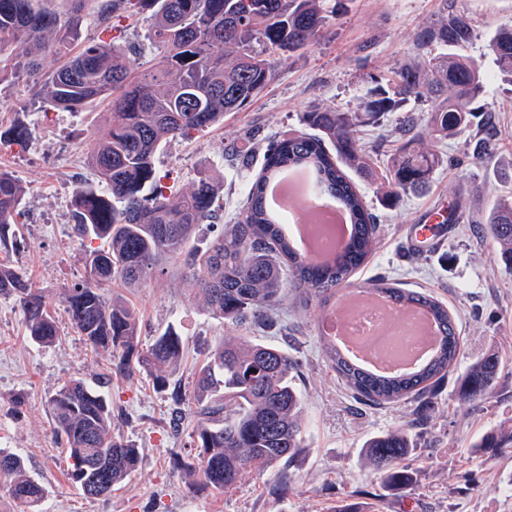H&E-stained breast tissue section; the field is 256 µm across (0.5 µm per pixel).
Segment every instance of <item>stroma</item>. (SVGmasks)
I'll return each instance as SVG.
<instances>
[{
    "label": "stroma",
    "instance_id": "1",
    "mask_svg": "<svg viewBox=\"0 0 512 512\" xmlns=\"http://www.w3.org/2000/svg\"><path fill=\"white\" fill-rule=\"evenodd\" d=\"M452 12L466 14L474 28L467 52L487 76L482 101L493 110L495 158L473 159L472 127L438 142L447 164L426 190L404 196L390 209L380 201L378 178L399 145L400 115L388 112L357 126L377 174L357 185L378 218V244L352 287L360 290L385 277L447 306L461 333L460 357L431 397L376 407L357 403L326 357L322 326L328 306L321 298L287 311L272 329L255 330L212 315L189 271L172 262L120 291L139 312L141 344L171 327L182 336L185 354L171 380L184 398L193 396L202 348L224 337L247 336L299 359L302 448L290 467L252 472L226 494L189 489L175 467L173 455L187 437L174 431L169 392L157 389L143 372H116L99 385L107 361L70 328L59 299L63 288L85 276V243L73 234L72 192L76 180L93 176L87 146L105 126L110 100L78 112L49 111L24 86L0 83V133L17 125L28 132L23 143L0 154V169L23 188L21 235L16 245L0 249V262L33 281L62 327L54 345L38 346L25 333L19 307L0 298V448L21 455L29 475L47 488L41 512H335L346 505L357 512H512V447L495 457L473 449L484 433L512 426V273L499 266L494 244L482 231L495 196L512 192V83L498 74L488 51L495 32L512 27V0H336V15L321 36L282 56L275 79L249 106L190 138L163 142L154 165L167 194L175 197L189 194L203 178L218 183L222 219L230 221L245 202L253 173L229 161L227 150L253 149L259 165L264 143L300 129L309 107L363 112L378 80L425 56L417 36ZM150 22L145 10L124 20L120 30L107 31L90 8L81 38L136 45L142 54L132 64L145 68L155 57L145 38ZM455 203L461 223L424 248L411 249L410 231L423 215ZM493 351L504 365L495 387L482 399L461 402L462 373ZM73 378L102 386L114 433L141 454L138 472L95 500L70 480V462L53 433L48 401ZM407 427L414 436L417 480L398 493L380 494L361 450L373 435Z\"/></svg>",
    "mask_w": 512,
    "mask_h": 512
}]
</instances>
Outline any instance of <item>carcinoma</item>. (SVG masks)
Returning a JSON list of instances; mask_svg holds the SVG:
<instances>
[{"mask_svg":"<svg viewBox=\"0 0 512 512\" xmlns=\"http://www.w3.org/2000/svg\"><path fill=\"white\" fill-rule=\"evenodd\" d=\"M86 0H70L61 16L41 0H0V47L22 40L27 56L0 82L16 80L39 87L46 107L78 112L103 97L112 98L109 118L93 140L89 158L97 182L74 189V230L81 239L100 241L85 250V279L60 293L69 324L110 365L131 374L146 371L157 388L169 387L183 355L184 342L169 329L152 344L139 346L136 312L119 300L108 301L104 289L119 281L135 286L164 258H184L208 310L236 324L272 327L283 305V288L295 298L314 295L325 301L373 255L376 217L351 175H371L369 157L354 134L347 112L314 107L301 122L303 131L271 142L244 205L232 224L224 225L201 255L185 250L194 230L215 224L221 205L218 188L202 180L188 195L165 193L154 167L162 141L187 137L246 107L275 78L279 55L305 49L320 36L334 9L328 0H102L103 21L123 19L152 7L147 40L156 47V63L141 72L130 67L137 48L91 41L78 55L49 74L43 57L65 56L78 38ZM55 40L49 41V33ZM468 16L449 13L418 36V44L435 43L437 54L406 63L394 72L393 90L380 87L366 102L368 116L397 112L412 100L435 103L427 131L406 116L400 122L399 148L383 177V200L394 206L401 196L425 188L444 158L433 141L452 138L482 120L492 126V110L480 103L486 76L463 52L472 38ZM500 74L512 82V28L496 32L489 43ZM418 142L414 150L410 144ZM286 169H306L348 212L349 239L332 248V261L315 264L282 233L267 202V188ZM22 188L0 170V246L16 242ZM497 246L496 258L512 271V193L494 199L484 221ZM372 288L398 307L424 308L435 321L438 342L432 356L403 374H381L344 356L327 343L331 366L357 397L369 406L433 393L454 371L460 338L448 307L432 295L396 288L380 278ZM0 298L17 304L29 338L49 346L61 332L42 292L13 268L0 264ZM300 364L281 348L245 336L224 338L208 349L197 373L193 405L180 410L190 418L185 448L192 462L184 471L189 486L200 484L229 492L246 474L274 464L287 465L302 447L303 394L295 383ZM495 353L469 365L459 384L463 400L483 398L500 377ZM49 404L54 432L72 460L69 479L88 498L104 497L127 479L141 462L130 443L112 435V408L105 396L83 380L56 390ZM512 445V430L491 432L476 444L479 452ZM364 456L383 490H398L416 480L410 460L411 435L404 430L367 440ZM9 497L31 512L44 501L46 488L31 478L24 459L0 449V480Z\"/></svg>","mask_w":512,"mask_h":512,"instance_id":"1","label":"carcinoma"}]
</instances>
